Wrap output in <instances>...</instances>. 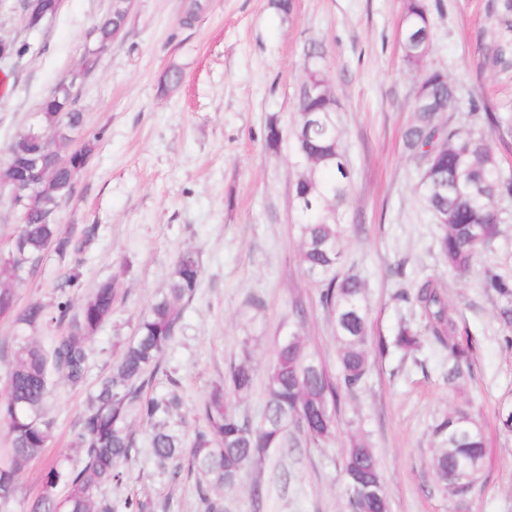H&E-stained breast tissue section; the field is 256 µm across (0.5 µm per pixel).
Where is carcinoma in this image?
Wrapping results in <instances>:
<instances>
[{"mask_svg":"<svg viewBox=\"0 0 512 512\" xmlns=\"http://www.w3.org/2000/svg\"><path fill=\"white\" fill-rule=\"evenodd\" d=\"M424 0H408L405 22L400 28L407 64L420 68L422 54L414 35L426 31ZM127 11L109 9L88 32L90 45H108L125 27ZM96 65V55L87 51L80 66L61 77L42 102L40 112L26 131L8 146L7 163L0 167V183L16 176L15 160L38 152L48 138L62 144L84 122L76 107L78 89ZM419 84L426 95L413 101L414 118L405 133V145L421 166L422 186L439 231L438 248L448 271L464 277L477 271L483 287L498 300L499 314L512 324V281L503 278L485 256L500 234L502 212L497 203L512 197V176H505L488 137L479 129L451 127L440 122L443 106L457 102L454 85L436 70H424ZM334 98L317 101L311 111L300 112L292 131L294 154L303 168L293 186V199L302 216L297 225L298 262L305 276L320 288V301L335 323L336 371H330L308 343L299 322L277 345L265 377V407L254 423L241 418L230 404L233 397L247 396L254 386L249 357L231 366L224 383L215 385L204 400L202 425L186 438L182 422L176 421L181 397L175 390L144 397L172 344L181 320V302L190 299L200 279L197 258L190 252L179 256L169 288L148 307L112 365L89 394L78 433L81 462L70 465L60 453L47 467L38 495L25 512H116L106 488L125 477V465L134 450L132 424L143 421L151 427V448L160 474H179L181 461L189 459L197 475L196 492L204 512H224V491L239 485L243 475L262 463L272 451L288 447L299 435L315 444L336 432V410L341 395L351 396L364 384L370 371L369 308L365 284L354 273L337 272L343 257V242L349 225L341 209L347 203L352 176L337 127L325 119L323 110ZM50 191L40 194L28 208L27 222L18 225L0 258V316L11 321L14 336L0 348L7 378L0 391V429L9 447L0 453V509L15 501L25 463L40 457L53 433L46 417L50 380L55 377L72 387L85 385L88 345L112 317L114 290L104 283L84 298L72 312L71 290L79 287L78 256L95 239L96 228L65 229L56 223L63 203L74 194L75 181L65 167L47 172ZM68 261L67 271L56 284V300L47 305L33 300L18 307L14 286L36 270L48 250ZM439 280L428 277L397 297L413 302L425 320V330L448 346L453 364L448 384L462 377L460 359L466 347L455 341L457 322ZM68 324L52 338L50 347L37 341L52 326ZM422 335L412 325L399 326L391 342L379 338L384 355L394 347L406 353L419 351ZM439 451L433 459L434 477L450 496H459L457 478L465 470L481 477L484 437L481 425L467 412L448 413L435 427ZM343 472L350 512H389L378 465L366 437L351 436Z\"/></svg>","mask_w":512,"mask_h":512,"instance_id":"cac0c4a2","label":"carcinoma"}]
</instances>
